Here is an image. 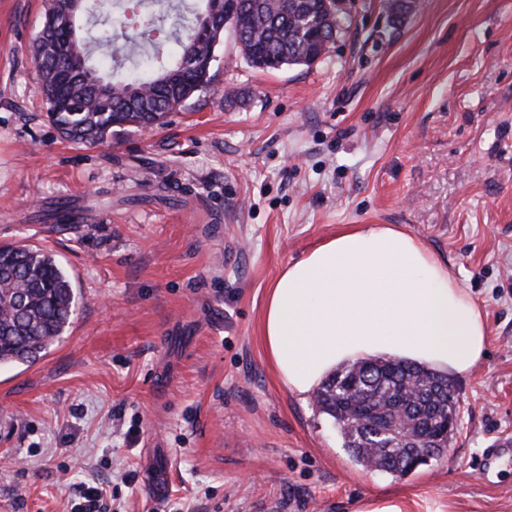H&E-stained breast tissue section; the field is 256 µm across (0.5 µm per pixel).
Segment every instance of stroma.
I'll list each match as a JSON object with an SVG mask.
<instances>
[{
	"instance_id": "35a3bbf8",
	"label": "stroma",
	"mask_w": 512,
	"mask_h": 512,
	"mask_svg": "<svg viewBox=\"0 0 512 512\" xmlns=\"http://www.w3.org/2000/svg\"><path fill=\"white\" fill-rule=\"evenodd\" d=\"M415 2L343 0L309 66L255 69L225 32L212 89L85 149L38 91L44 0H0V245L75 293L40 360L0 366V512H73L84 483L112 512H512V0ZM357 224L410 233L486 318L447 454L403 476L359 465L264 350L270 284ZM159 459L155 448L142 464V474L145 481L156 494H162L167 485V472L160 464Z\"/></svg>"
}]
</instances>
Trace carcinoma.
I'll return each mask as SVG.
<instances>
[{"mask_svg":"<svg viewBox=\"0 0 512 512\" xmlns=\"http://www.w3.org/2000/svg\"><path fill=\"white\" fill-rule=\"evenodd\" d=\"M150 11L140 27L119 36L99 20L106 4L126 12L129 0H45L42 27L34 40V61L49 122L67 141L95 147L116 128L155 130L198 92L210 88L205 66L216 43L231 29L244 58L257 69H278L281 58L309 65L338 27L336 0H223L206 37L213 0ZM0 293L24 298L17 308L0 310V365L40 360L70 323L75 295L65 271L47 252L0 245ZM448 376L397 358L356 361L329 376L317 389L316 406L334 422L354 460L365 468L394 475L440 459L452 437L445 433ZM366 416L371 427H357L351 415ZM404 434L380 440L378 431L395 417ZM439 447L434 448L432 444Z\"/></svg>","mask_w":512,"mask_h":512,"instance_id":"carcinoma-1","label":"carcinoma"}]
</instances>
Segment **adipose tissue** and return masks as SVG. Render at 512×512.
Segmentation results:
<instances>
[{
    "instance_id": "adipose-tissue-1",
    "label": "adipose tissue",
    "mask_w": 512,
    "mask_h": 512,
    "mask_svg": "<svg viewBox=\"0 0 512 512\" xmlns=\"http://www.w3.org/2000/svg\"><path fill=\"white\" fill-rule=\"evenodd\" d=\"M263 343L281 383L307 395L361 358L465 374L488 337L482 311L440 259L400 228L365 224L283 270L267 292Z\"/></svg>"
}]
</instances>
